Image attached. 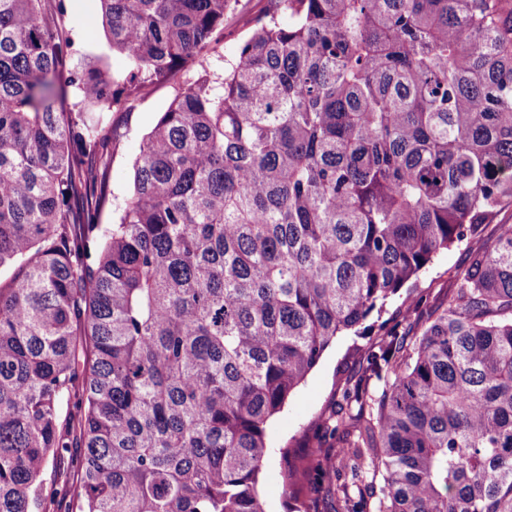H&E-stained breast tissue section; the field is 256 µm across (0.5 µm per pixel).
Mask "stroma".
<instances>
[{
	"instance_id": "1",
	"label": "stroma",
	"mask_w": 512,
	"mask_h": 512,
	"mask_svg": "<svg viewBox=\"0 0 512 512\" xmlns=\"http://www.w3.org/2000/svg\"><path fill=\"white\" fill-rule=\"evenodd\" d=\"M66 11L59 21L75 41L76 64L80 68L112 71L122 67L113 54L103 29L100 0H65ZM266 0H239L224 22V36L213 42L203 58V66L220 77L234 59L239 47L251 36L254 20L262 14ZM189 81L180 75L170 83L153 88L140 97L131 111L116 113L112 122L120 137L107 148L110 162L111 204L102 213V223H112L133 186V163L139 153L143 135L155 126L179 89ZM502 224H512V207L500 214L497 223L483 232L438 254L415 283H410L388 300L382 312L372 313L361 325L359 333L337 337L323 353L319 363L293 392L281 412L271 417L266 435L271 454L259 477L258 492L265 512H289L282 470L281 448L291 447L297 461L307 470L304 490L313 512H333L336 501L327 494L315 464L312 447L322 440V423L343 403L346 389L359 380L362 356L377 344L386 328L404 322L405 309L417 295L440 303L450 297L457 286V273L462 270L472 251L488 247Z\"/></svg>"
}]
</instances>
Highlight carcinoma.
I'll return each instance as SVG.
<instances>
[{"label": "carcinoma", "instance_id": "cac0c4a2", "mask_svg": "<svg viewBox=\"0 0 512 512\" xmlns=\"http://www.w3.org/2000/svg\"><path fill=\"white\" fill-rule=\"evenodd\" d=\"M45 2L0 0V512H43L70 448L75 512H264L268 420L512 207V0H268L221 82L231 0H100L110 75ZM194 70L101 223L112 113ZM413 310L320 475L343 512H512V224Z\"/></svg>", "mask_w": 512, "mask_h": 512}]
</instances>
